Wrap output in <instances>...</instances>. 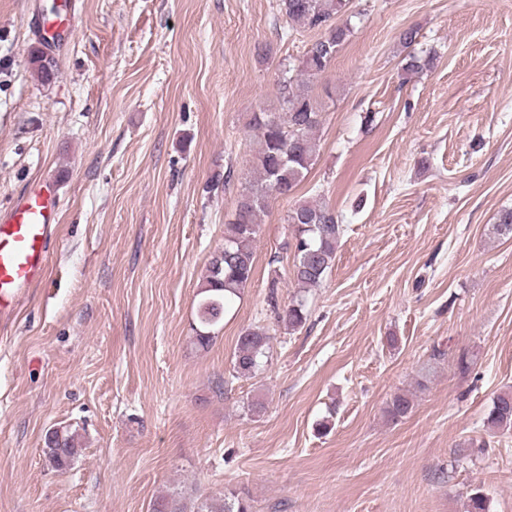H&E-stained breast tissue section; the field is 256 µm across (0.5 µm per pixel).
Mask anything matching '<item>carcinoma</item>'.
<instances>
[{"label": "carcinoma", "instance_id": "obj_1", "mask_svg": "<svg viewBox=\"0 0 512 512\" xmlns=\"http://www.w3.org/2000/svg\"><path fill=\"white\" fill-rule=\"evenodd\" d=\"M349 0H280L291 29L318 32L297 69H288L280 82L277 105L253 113L250 126L255 132L251 154L253 178L240 183L233 219L224 225V250L215 254L206 266V274L197 303L196 343L207 347L211 332L218 328L251 283L255 270L254 244L262 217L273 197L292 195L319 152L315 132L321 123L316 100L309 94L308 83L320 76L350 39L353 28L338 22L347 10ZM435 56L408 53L402 70L419 72L434 65ZM296 242L290 275L304 289L321 286L331 272L336 243L342 233L336 212L322 203L303 202L295 205L284 218ZM497 236L512 237V208L498 214L493 225ZM281 320L296 331L307 321L304 300L295 299L283 310ZM269 336L265 328L253 326L243 330L237 339L232 359V377L246 378L255 374L265 357ZM412 409L405 393L394 395L387 405V415L398 420ZM487 422L494 428L512 429V392L505 391L493 400ZM44 455L57 471L68 469L79 448L76 432L55 428L46 433ZM196 512H251L250 505L235 494L220 499H207Z\"/></svg>", "mask_w": 512, "mask_h": 512}]
</instances>
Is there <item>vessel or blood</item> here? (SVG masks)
Segmentation results:
<instances>
[{
	"instance_id": "obj_1",
	"label": "vessel or blood",
	"mask_w": 512,
	"mask_h": 512,
	"mask_svg": "<svg viewBox=\"0 0 512 512\" xmlns=\"http://www.w3.org/2000/svg\"><path fill=\"white\" fill-rule=\"evenodd\" d=\"M55 185L41 182L0 213V323L8 322L46 273L57 224Z\"/></svg>"
}]
</instances>
